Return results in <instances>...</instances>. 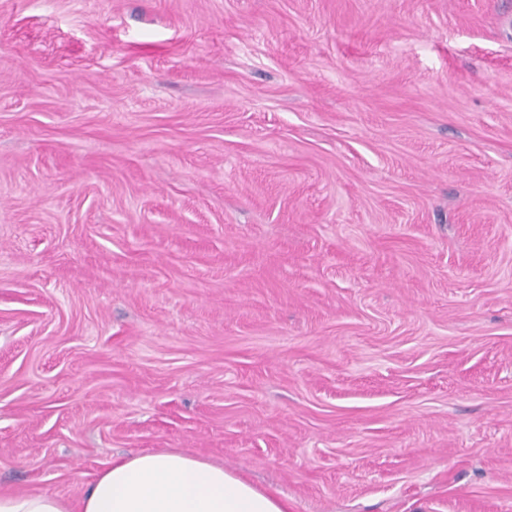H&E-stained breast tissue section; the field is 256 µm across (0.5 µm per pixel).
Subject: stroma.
Returning <instances> with one entry per match:
<instances>
[{
  "label": "stroma",
  "mask_w": 512,
  "mask_h": 512,
  "mask_svg": "<svg viewBox=\"0 0 512 512\" xmlns=\"http://www.w3.org/2000/svg\"><path fill=\"white\" fill-rule=\"evenodd\" d=\"M164 450L512 512V0H0V489Z\"/></svg>",
  "instance_id": "1"
}]
</instances>
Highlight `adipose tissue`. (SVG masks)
Masks as SVG:
<instances>
[{
  "instance_id": "1",
  "label": "adipose tissue",
  "mask_w": 512,
  "mask_h": 512,
  "mask_svg": "<svg viewBox=\"0 0 512 512\" xmlns=\"http://www.w3.org/2000/svg\"><path fill=\"white\" fill-rule=\"evenodd\" d=\"M0 512H288V503L200 457L148 452L113 460L79 501L0 491Z\"/></svg>"
}]
</instances>
